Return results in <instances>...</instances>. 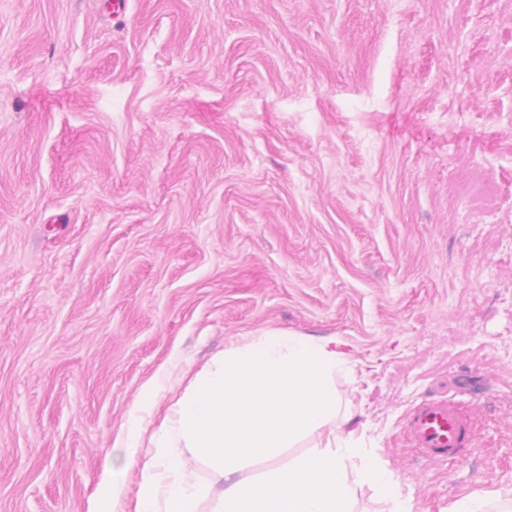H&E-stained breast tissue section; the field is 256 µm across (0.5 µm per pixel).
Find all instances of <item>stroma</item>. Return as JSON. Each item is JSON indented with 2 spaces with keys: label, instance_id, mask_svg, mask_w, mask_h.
<instances>
[{
  "label": "stroma",
  "instance_id": "obj_1",
  "mask_svg": "<svg viewBox=\"0 0 512 512\" xmlns=\"http://www.w3.org/2000/svg\"><path fill=\"white\" fill-rule=\"evenodd\" d=\"M266 333L406 512H512V0H0V512H135L140 392ZM406 429L422 455L448 460L467 443L471 421L452 399L433 400L415 410ZM122 474L112 468L110 473L102 484L100 498L97 501V509L93 512H112L115 511L112 505L116 498V490L121 485Z\"/></svg>",
  "mask_w": 512,
  "mask_h": 512
}]
</instances>
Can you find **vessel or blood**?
<instances>
[{
  "label": "vessel or blood",
  "mask_w": 512,
  "mask_h": 512,
  "mask_svg": "<svg viewBox=\"0 0 512 512\" xmlns=\"http://www.w3.org/2000/svg\"><path fill=\"white\" fill-rule=\"evenodd\" d=\"M406 429L422 455L448 460L467 443L471 421L453 400H433L415 410Z\"/></svg>",
  "instance_id": "vessel-or-blood-1"
}]
</instances>
